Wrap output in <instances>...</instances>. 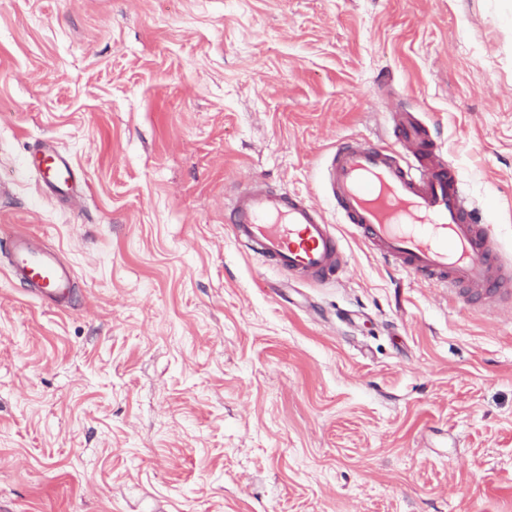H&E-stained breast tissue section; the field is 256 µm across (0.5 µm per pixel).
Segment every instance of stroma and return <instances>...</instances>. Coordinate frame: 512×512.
<instances>
[{"label":"stroma","instance_id":"stroma-1","mask_svg":"<svg viewBox=\"0 0 512 512\" xmlns=\"http://www.w3.org/2000/svg\"><path fill=\"white\" fill-rule=\"evenodd\" d=\"M419 113L512 261V0H0V512H512V309L386 264L327 193ZM51 141L78 196L26 160ZM299 192L336 283L259 264L224 202ZM8 244L4 254L13 279L30 287V293L43 303L67 309L76 286L75 273L58 251L21 233Z\"/></svg>","mask_w":512,"mask_h":512}]
</instances>
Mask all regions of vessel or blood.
Listing matches in <instances>:
<instances>
[{"label":"vessel or blood","instance_id":"b4317fda","mask_svg":"<svg viewBox=\"0 0 512 512\" xmlns=\"http://www.w3.org/2000/svg\"><path fill=\"white\" fill-rule=\"evenodd\" d=\"M392 125L394 145L347 140L327 160L329 194L344 223L417 280L476 303L512 302V263L479 222L456 169L440 159L429 125L408 111L393 112ZM35 170L53 191L77 183L69 159L49 146L37 149ZM224 222L256 260L302 281L337 280L346 272L334 226L301 194L246 186L225 203ZM8 244L13 279L38 300L67 309L75 273L58 251L21 233Z\"/></svg>","mask_w":512,"mask_h":512}]
</instances>
